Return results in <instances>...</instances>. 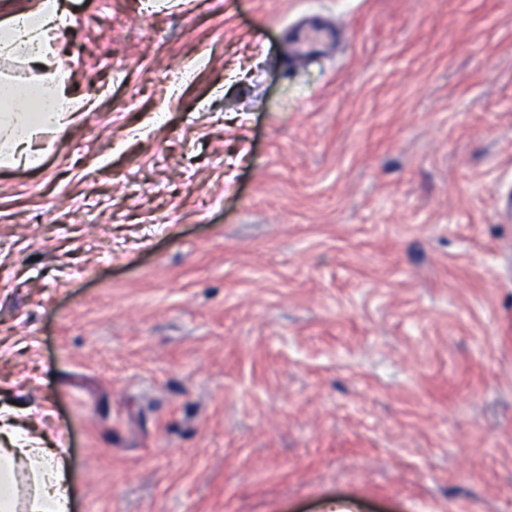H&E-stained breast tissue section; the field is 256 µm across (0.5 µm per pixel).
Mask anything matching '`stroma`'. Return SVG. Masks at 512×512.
Masks as SVG:
<instances>
[{
    "label": "stroma",
    "mask_w": 512,
    "mask_h": 512,
    "mask_svg": "<svg viewBox=\"0 0 512 512\" xmlns=\"http://www.w3.org/2000/svg\"><path fill=\"white\" fill-rule=\"evenodd\" d=\"M65 7L0 407L73 512H512V0ZM331 36V30L317 24L302 27L296 31L297 58L309 52L319 51Z\"/></svg>",
    "instance_id": "35a3bbf8"
}]
</instances>
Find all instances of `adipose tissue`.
I'll list each match as a JSON object with an SVG mask.
<instances>
[{"label": "adipose tissue", "mask_w": 512, "mask_h": 512, "mask_svg": "<svg viewBox=\"0 0 512 512\" xmlns=\"http://www.w3.org/2000/svg\"><path fill=\"white\" fill-rule=\"evenodd\" d=\"M59 0H38L35 9L0 21V54L24 58L41 69L35 83L0 85V165L39 166L43 134L62 130L84 107L69 91L53 46L66 23ZM0 448V512H69L65 451L32 445L25 432H8Z\"/></svg>", "instance_id": "adipose-tissue-1"}]
</instances>
